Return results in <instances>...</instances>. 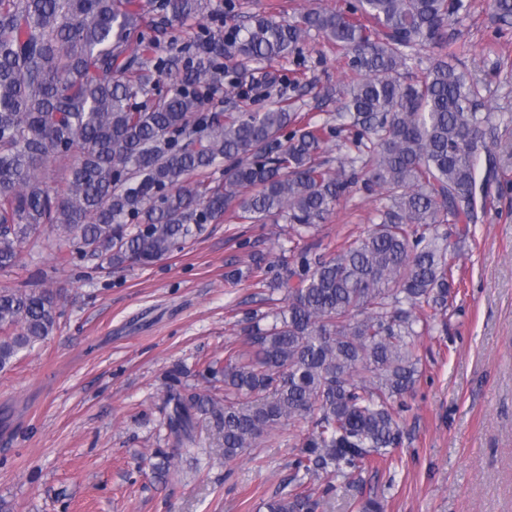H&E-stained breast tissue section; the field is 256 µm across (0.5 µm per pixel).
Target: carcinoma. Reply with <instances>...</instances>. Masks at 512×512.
Instances as JSON below:
<instances>
[{
	"instance_id": "obj_1",
	"label": "carcinoma",
	"mask_w": 512,
	"mask_h": 512,
	"mask_svg": "<svg viewBox=\"0 0 512 512\" xmlns=\"http://www.w3.org/2000/svg\"><path fill=\"white\" fill-rule=\"evenodd\" d=\"M512 27V0H491ZM206 0H0V269L49 224L71 256L96 266H145L179 249L228 214L240 224L282 217L304 231L334 213L361 164L365 187L385 195L380 221L321 254L293 246L283 276L256 266L258 283L287 289L272 323L254 322L248 349L227 351L224 396L184 395L172 382L166 427L178 445L194 442L197 416L222 436L224 461L240 458L262 435L288 425L291 478L262 503L266 512H319L307 483L352 476L385 461L403 436L404 398L414 392L417 337L457 294L463 239L500 183L485 136L493 115L480 112L479 82L459 70L469 52L448 30L467 0H359L348 16L312 9L296 21L256 17L238 37L241 55L285 57L312 30L345 51L350 88L344 112L357 146L336 174L319 154L336 128L317 125L289 105L264 112H204L203 76L224 51L205 41V57L161 61L185 70L152 107L132 100L154 90L155 39L146 16L167 21L201 14ZM432 50L433 63L404 83L408 51ZM77 159L65 177L46 173L50 158ZM485 173L477 180L480 157ZM220 170L216 185L200 178ZM61 316L56 291L0 290V370L46 339ZM153 472L173 457L154 451Z\"/></svg>"
}]
</instances>
